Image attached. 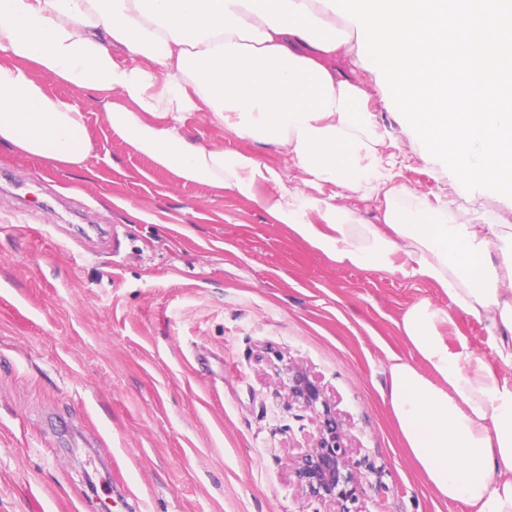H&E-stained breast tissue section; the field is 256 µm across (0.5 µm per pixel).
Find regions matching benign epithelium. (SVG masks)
Instances as JSON below:
<instances>
[{
	"mask_svg": "<svg viewBox=\"0 0 512 512\" xmlns=\"http://www.w3.org/2000/svg\"><path fill=\"white\" fill-rule=\"evenodd\" d=\"M288 401L313 414L315 432L310 444L292 459V473L300 490L327 507L326 512H351L360 490L351 448L343 425L323 386L310 372L290 365L283 382Z\"/></svg>",
	"mask_w": 512,
	"mask_h": 512,
	"instance_id": "1",
	"label": "benign epithelium"
}]
</instances>
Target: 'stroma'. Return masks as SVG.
Instances as JSON below:
<instances>
[{"label": "stroma", "instance_id": "stroma-1", "mask_svg": "<svg viewBox=\"0 0 512 512\" xmlns=\"http://www.w3.org/2000/svg\"><path fill=\"white\" fill-rule=\"evenodd\" d=\"M79 98L93 148L66 169L0 146V512H319L290 459L314 432L279 368L321 383L362 489L355 512H469L440 498L384 399L397 327L439 288L337 264L254 201L187 183ZM398 180L435 198L441 162L378 107ZM204 146L287 170L283 150L195 112Z\"/></svg>", "mask_w": 512, "mask_h": 512}]
</instances>
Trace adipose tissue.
Returning a JSON list of instances; mask_svg holds the SVG:
<instances>
[{
  "label": "adipose tissue",
  "mask_w": 512,
  "mask_h": 512,
  "mask_svg": "<svg viewBox=\"0 0 512 512\" xmlns=\"http://www.w3.org/2000/svg\"><path fill=\"white\" fill-rule=\"evenodd\" d=\"M352 53L350 73L327 67ZM42 73L104 93L109 128L180 179L259 203L336 263L440 288L447 307L420 301L398 324L434 374L393 358L388 400L442 498L512 512V228L472 216L458 190L512 207V0H0V145L80 168L86 108ZM377 98L446 165L447 205L397 182ZM192 112L277 144L300 181L188 140ZM456 321L460 331L468 338L470 348L477 352L488 353L486 334L482 325L474 318L463 314L456 315Z\"/></svg>",
  "instance_id": "obj_1"
}]
</instances>
